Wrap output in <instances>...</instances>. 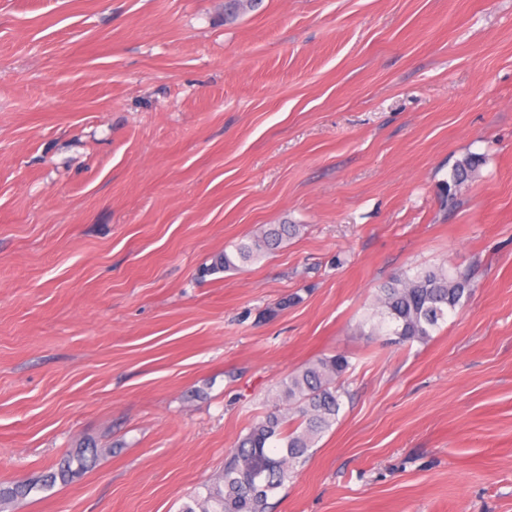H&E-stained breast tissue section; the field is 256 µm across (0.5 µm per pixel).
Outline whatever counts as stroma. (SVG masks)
<instances>
[{
	"instance_id": "obj_1",
	"label": "stroma",
	"mask_w": 512,
	"mask_h": 512,
	"mask_svg": "<svg viewBox=\"0 0 512 512\" xmlns=\"http://www.w3.org/2000/svg\"><path fill=\"white\" fill-rule=\"evenodd\" d=\"M223 14L0 0V483L101 450L0 512H181L336 353L338 420L270 512H512V0ZM440 265L472 278L458 314L362 335L393 273ZM297 228L298 225L296 224L270 225L260 236L235 243L233 245L234 255L225 251L224 254L217 256L210 265L206 266L202 274L206 276L221 271L238 269L240 266L235 263L234 259L238 260L241 266L258 261L270 251L278 248L284 240L294 236ZM97 451V448H89V446H85L84 448L80 447V449L75 454L67 455L58 463V467L55 472L49 473L48 475L44 476V479L40 480L45 482L42 485L55 482L57 478L63 482L72 480L87 466V453L90 452L93 456H95Z\"/></svg>"
}]
</instances>
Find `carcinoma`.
Here are the masks:
<instances>
[{"label": "carcinoma", "mask_w": 512, "mask_h": 512, "mask_svg": "<svg viewBox=\"0 0 512 512\" xmlns=\"http://www.w3.org/2000/svg\"><path fill=\"white\" fill-rule=\"evenodd\" d=\"M256 0H224V20H233L253 9ZM476 169L471 158L457 163L448 195L466 182ZM296 224H276L256 238L233 245L234 254L217 256L202 274L237 269L264 258L297 232ZM471 292L467 276L444 266L422 269L412 275L392 276L378 289L371 312L363 321L368 338L390 336L395 344L424 342L439 329L448 315L457 313ZM350 368L347 356L319 357L282 377L275 397L262 419L239 438L228 453L222 473L203 485L182 512H267L268 499L281 488L295 468L310 456L320 437L334 424L342 405L340 380ZM97 449L84 447L64 457L45 483L68 482L87 466V454ZM37 488L33 482L18 481L0 486V503L23 499Z\"/></svg>", "instance_id": "cac0c4a2"}]
</instances>
